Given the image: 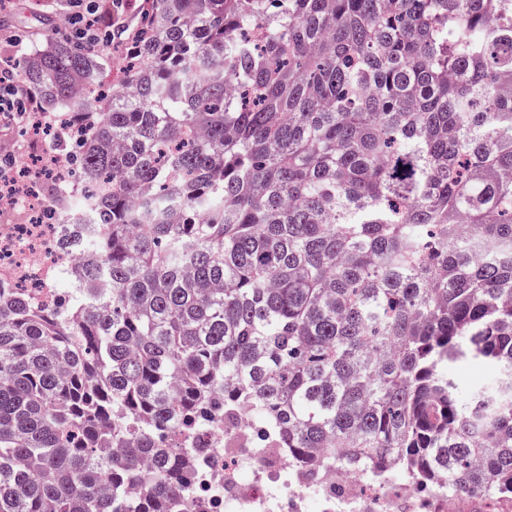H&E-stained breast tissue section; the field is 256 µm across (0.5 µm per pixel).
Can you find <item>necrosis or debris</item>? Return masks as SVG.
Listing matches in <instances>:
<instances>
[{"label": "necrosis or debris", "instance_id": "1", "mask_svg": "<svg viewBox=\"0 0 512 512\" xmlns=\"http://www.w3.org/2000/svg\"><path fill=\"white\" fill-rule=\"evenodd\" d=\"M28 119L29 133L10 127L0 143L10 158L0 166V281L46 304L55 298L54 282L70 275L79 259L62 246L64 226L53 218L42 186L51 176L71 192L76 182L63 160L39 147L42 114ZM263 436L253 422L199 433L196 443L205 454L178 512H448L442 487L418 489L392 470L376 478L357 468L325 467L311 476Z\"/></svg>", "mask_w": 512, "mask_h": 512}]
</instances>
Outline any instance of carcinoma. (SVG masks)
I'll return each mask as SVG.
<instances>
[{
  "label": "carcinoma",
  "instance_id": "carcinoma-1",
  "mask_svg": "<svg viewBox=\"0 0 512 512\" xmlns=\"http://www.w3.org/2000/svg\"><path fill=\"white\" fill-rule=\"evenodd\" d=\"M146 2L101 112L71 34L18 63L87 255L0 287V512H173L243 417L511 504L512 0Z\"/></svg>",
  "mask_w": 512,
  "mask_h": 512
}]
</instances>
